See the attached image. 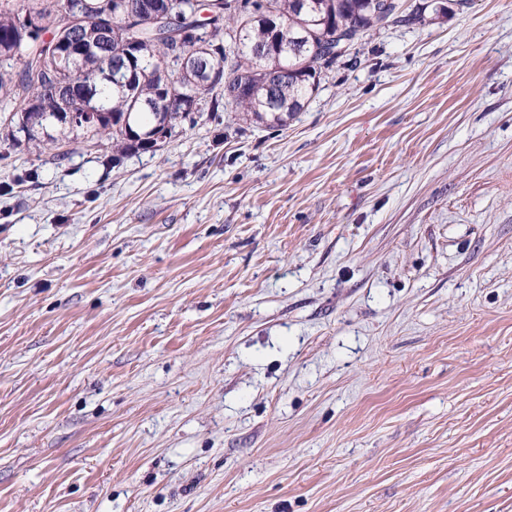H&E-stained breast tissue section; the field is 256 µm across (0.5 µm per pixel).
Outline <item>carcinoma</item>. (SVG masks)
Segmentation results:
<instances>
[{
	"instance_id": "obj_1",
	"label": "carcinoma",
	"mask_w": 512,
	"mask_h": 512,
	"mask_svg": "<svg viewBox=\"0 0 512 512\" xmlns=\"http://www.w3.org/2000/svg\"><path fill=\"white\" fill-rule=\"evenodd\" d=\"M140 6L137 44L129 41L124 0H0V113L3 136L28 150L57 149L81 140H108L110 162L131 152L161 149L183 121L195 125L205 112H243L268 127H284L304 110L321 73L342 53L330 46L355 43L387 23H426L424 13L399 14L398 0H241L226 7L224 24L209 27L207 0H134ZM170 6L183 24L184 47L210 49L208 64L179 71L167 57L150 20ZM112 14V38L97 24ZM233 43L224 47V37ZM269 47L264 62L253 50ZM76 86L71 120L48 133L26 128L29 113L45 110L53 82Z\"/></svg>"
}]
</instances>
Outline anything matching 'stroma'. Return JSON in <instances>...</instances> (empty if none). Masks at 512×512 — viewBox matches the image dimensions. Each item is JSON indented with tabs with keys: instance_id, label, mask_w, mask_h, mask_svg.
<instances>
[{
	"instance_id": "1",
	"label": "stroma",
	"mask_w": 512,
	"mask_h": 512,
	"mask_svg": "<svg viewBox=\"0 0 512 512\" xmlns=\"http://www.w3.org/2000/svg\"><path fill=\"white\" fill-rule=\"evenodd\" d=\"M443 2L279 130L0 141V512H512V0Z\"/></svg>"
}]
</instances>
